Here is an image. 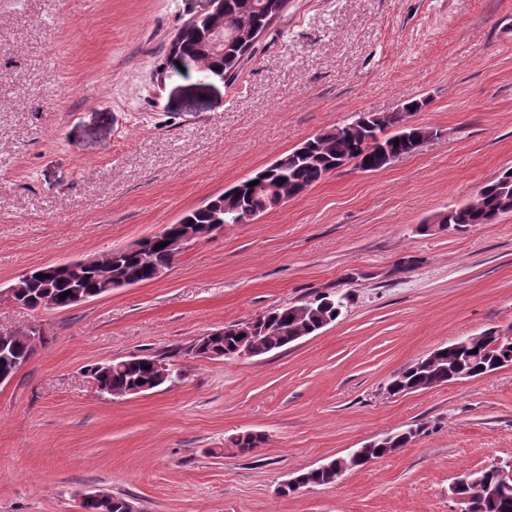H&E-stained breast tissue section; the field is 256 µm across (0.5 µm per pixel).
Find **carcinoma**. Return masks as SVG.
<instances>
[{"label":"carcinoma","mask_w":512,"mask_h":512,"mask_svg":"<svg viewBox=\"0 0 512 512\" xmlns=\"http://www.w3.org/2000/svg\"><path fill=\"white\" fill-rule=\"evenodd\" d=\"M288 0H221L224 17V51L220 54L208 51L212 32L204 20L187 22L178 31L177 42L172 44L166 63L174 71H180L177 63L190 58L199 63L202 71L216 77L233 76L244 56L251 50L258 36L287 7ZM402 115L391 112L375 122L377 131L392 130L385 135L384 145L397 157L415 153L414 139L428 132L423 126L403 129ZM363 131L353 124L323 131L287 153L269 166L259 170L265 191L256 192L249 186L253 178L232 186L212 197L205 204L183 214L178 223L184 225L185 233L197 237L209 224H249L259 216L274 209L280 203L297 196L301 191L324 180L337 163H355L364 171H378L387 166L384 156L363 146ZM512 206V175L502 173L485 183L475 197L455 209L442 220V225L494 224L504 215L507 206ZM174 255L163 247L142 254L129 255L122 259L120 272L128 284L147 281L151 272L160 267H170ZM48 267L33 270L31 280L25 283L26 308L38 309L43 295L50 294L60 303V308L69 307L68 299L61 293L77 289L94 291L103 287L98 274L93 270L74 271L69 275L46 276ZM341 316L336 311V298L330 294L317 296L312 309L302 314L293 306H282L263 314L265 321L256 326L254 341L256 355H265L293 343L294 338L309 336L319 331L325 322H334ZM239 340L234 336H201L192 344L198 349L197 356L214 352L223 358L235 350ZM512 362V347H496L494 340L482 332L469 336L468 344L458 350L450 349L408 375V380L427 383L445 379L459 365L468 369V377L474 378L491 373L492 369ZM149 357H143L134 368L114 367L112 373L97 375L95 366L88 369L89 377L104 386L120 391L143 380H153L148 368ZM306 486H327L336 482V472L305 471ZM124 497L112 494L103 501L86 505V512H122ZM486 512H512V486H499L497 497L487 504Z\"/></svg>","instance_id":"1"}]
</instances>
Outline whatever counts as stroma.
<instances>
[{
  "label": "stroma",
  "instance_id": "1",
  "mask_svg": "<svg viewBox=\"0 0 512 512\" xmlns=\"http://www.w3.org/2000/svg\"><path fill=\"white\" fill-rule=\"evenodd\" d=\"M210 0H0V290L176 223L306 139L411 97L435 136L376 172L347 164L249 224L191 243L161 280L32 311L0 386V512H78L104 488L144 512H455L458 472L512 459V366L430 391L387 386L429 351L512 324V213L423 231L512 169V0H290L230 80L164 72ZM349 293L336 321L239 361L199 336ZM162 355L173 388L108 401L89 366ZM407 447L334 485L296 473L390 430ZM263 434L241 453L239 434Z\"/></svg>",
  "mask_w": 512,
  "mask_h": 512
}]
</instances>
